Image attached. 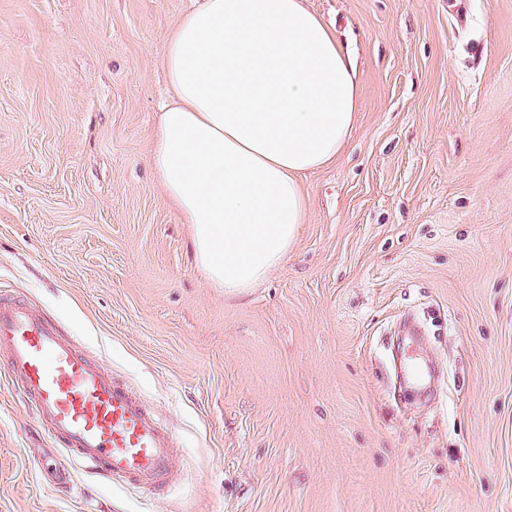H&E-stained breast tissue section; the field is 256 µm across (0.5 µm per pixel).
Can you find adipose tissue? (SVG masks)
Listing matches in <instances>:
<instances>
[{
  "label": "adipose tissue",
  "mask_w": 512,
  "mask_h": 512,
  "mask_svg": "<svg viewBox=\"0 0 512 512\" xmlns=\"http://www.w3.org/2000/svg\"><path fill=\"white\" fill-rule=\"evenodd\" d=\"M164 68L151 167L191 227L203 278L247 293L287 259L306 219L299 176L350 133L354 68L304 0H201Z\"/></svg>",
  "instance_id": "obj_1"
}]
</instances>
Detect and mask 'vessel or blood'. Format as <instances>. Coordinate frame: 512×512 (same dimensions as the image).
<instances>
[{"instance_id": "b4317fda", "label": "vessel or blood", "mask_w": 512, "mask_h": 512, "mask_svg": "<svg viewBox=\"0 0 512 512\" xmlns=\"http://www.w3.org/2000/svg\"><path fill=\"white\" fill-rule=\"evenodd\" d=\"M0 353L12 384L72 460L111 482L147 492L174 480V430L24 299L0 296Z\"/></svg>"}]
</instances>
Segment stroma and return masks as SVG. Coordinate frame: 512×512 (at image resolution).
I'll return each instance as SVG.
<instances>
[{
  "instance_id": "1",
  "label": "stroma",
  "mask_w": 512,
  "mask_h": 512,
  "mask_svg": "<svg viewBox=\"0 0 512 512\" xmlns=\"http://www.w3.org/2000/svg\"><path fill=\"white\" fill-rule=\"evenodd\" d=\"M305 2L351 54L355 122L301 176L285 262L228 296L149 164L197 0H0V289L182 462L155 496L100 481L1 361L0 512H512V0Z\"/></svg>"
}]
</instances>
